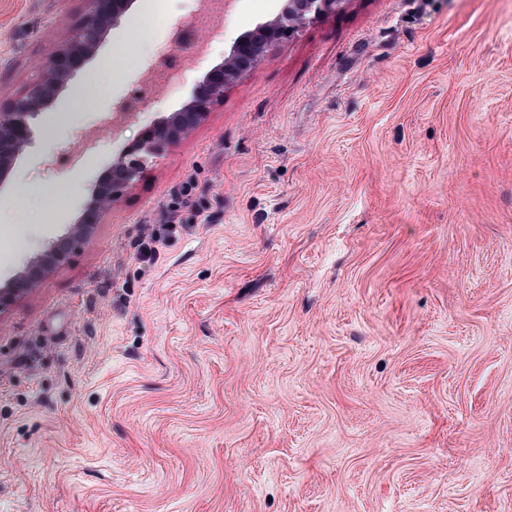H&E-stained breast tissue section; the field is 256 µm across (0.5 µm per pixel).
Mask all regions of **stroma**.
<instances>
[{
  "label": "stroma",
  "instance_id": "stroma-1",
  "mask_svg": "<svg viewBox=\"0 0 512 512\" xmlns=\"http://www.w3.org/2000/svg\"><path fill=\"white\" fill-rule=\"evenodd\" d=\"M86 6L0 0L1 100ZM281 6L146 99L188 3L129 14L0 191V285ZM0 512H512V0H338L0 311ZM113 121L106 128H97L92 131L87 130L84 132L82 138L85 144L89 147L95 144V142L100 138L106 137H115L122 126L130 119L133 115L132 110L129 108L128 104L122 103L118 104L113 108Z\"/></svg>",
  "mask_w": 512,
  "mask_h": 512
}]
</instances>
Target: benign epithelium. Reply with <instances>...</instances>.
Instances as JSON below:
<instances>
[{
    "mask_svg": "<svg viewBox=\"0 0 512 512\" xmlns=\"http://www.w3.org/2000/svg\"><path fill=\"white\" fill-rule=\"evenodd\" d=\"M337 2L286 0L273 20L235 41L224 61L194 84L189 100L179 111L145 126L139 138L127 144L111 165V171L95 184L91 199L71 225L69 234L53 242L38 261L20 271L12 287L0 289V309L10 305L21 293L37 287L47 274L61 266L72 244L88 236L120 194L142 177L148 164L191 135L214 107L224 101V88L231 80L253 69L267 49L310 14L320 15ZM133 4L134 0H89V7L69 41L39 63V79L0 105V189L32 141L33 121L52 107L106 36L121 25ZM131 116L128 104L117 105L110 125L84 132L83 141L90 147L100 138L116 136Z\"/></svg>",
    "mask_w": 512,
    "mask_h": 512,
    "instance_id": "obj_1",
    "label": "benign epithelium"
}]
</instances>
